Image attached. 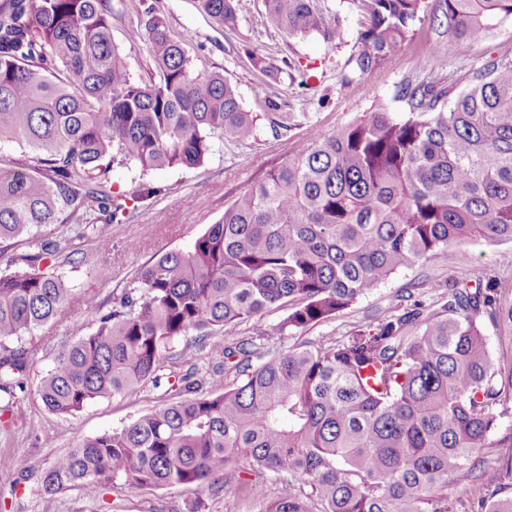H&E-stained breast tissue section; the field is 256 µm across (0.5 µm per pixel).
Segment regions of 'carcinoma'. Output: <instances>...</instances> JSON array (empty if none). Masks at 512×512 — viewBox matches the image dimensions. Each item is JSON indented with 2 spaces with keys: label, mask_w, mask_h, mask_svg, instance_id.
Returning <instances> with one entry per match:
<instances>
[{
  "label": "carcinoma",
  "mask_w": 512,
  "mask_h": 512,
  "mask_svg": "<svg viewBox=\"0 0 512 512\" xmlns=\"http://www.w3.org/2000/svg\"><path fill=\"white\" fill-rule=\"evenodd\" d=\"M217 24H238L237 0H198ZM361 17L348 85L374 80L427 10L439 26L479 40L512 17V0H350ZM154 72L137 82L112 40L111 0H0V141L26 148L0 168V427L11 425L26 351L8 346L56 318L73 296L60 268L67 245L99 237L160 193L120 199L102 186L112 164L196 167L216 140L246 142L257 117L219 72L197 69L183 41L144 8ZM262 22L289 36L342 40L327 0H265ZM387 105L297 144L240 191L188 251L142 266L95 327L64 345L40 398L60 417L145 385L166 401L122 429L82 439L43 472L48 495L95 497L194 486L248 493L267 476L266 512H455L448 485L474 478L482 448L512 411V364L496 362L489 318L512 344V286L488 277L448 281V299L417 298L375 323L275 355L238 339L269 306L288 310L282 333L350 308L397 271L440 258L453 266L472 239L512 244V58L456 78L405 80ZM272 129L297 126L276 112ZM56 239L16 254L41 227ZM224 345L202 373L195 357ZM183 358L169 369L173 348ZM476 512H512V495Z\"/></svg>",
  "instance_id": "cac0c4a2"
}]
</instances>
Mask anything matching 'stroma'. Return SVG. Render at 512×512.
I'll return each mask as SVG.
<instances>
[{
  "mask_svg": "<svg viewBox=\"0 0 512 512\" xmlns=\"http://www.w3.org/2000/svg\"><path fill=\"white\" fill-rule=\"evenodd\" d=\"M146 2L166 18L175 37L185 38L187 54L197 68L222 73L236 86L243 109L258 117L257 135L246 143H215L205 161L194 168L145 173L132 162L113 164L109 174L112 193L129 192L144 180L159 186L161 192L140 203L133 221L112 225L106 236L85 243L63 268L73 289L70 303L50 324L22 338L20 345L31 370L17 394L12 425L0 429V453L27 459L31 471L23 478L0 469V512H187L196 502L201 512H264L274 494L269 483L258 495L228 487L213 496L186 486L154 490L111 486L94 499L77 489L43 494L42 473L59 454L76 440L121 429L161 403L165 393L147 385L63 418L43 406L38 393L42 377L53 366L62 344L92 330L87 301L109 309L113 291L131 287L138 269L152 256L190 249L208 225L223 216L233 197L283 161L297 141L331 132L371 111L380 101L395 115H402L405 105L396 94L408 77H454L481 67L489 58L512 56V20L485 39L469 42L442 33L428 14L416 24L412 38L386 60L375 82L354 86L345 84L344 76L347 60L358 49L355 12L342 14L343 40L329 42L318 34L291 37L261 24L264 0H239V24L232 31L214 24L198 10L195 0ZM145 22L143 11L122 8L120 0H113L112 39L137 80L148 79L154 70ZM256 55L278 66V74L255 69L252 58ZM275 110L295 113L296 128L272 130L268 115ZM104 271L109 281H101ZM484 276L512 281V245L474 241L459 249L455 265L438 258L402 269L336 317L302 331L280 333L278 325L287 312L273 306L244 323L239 333L272 353L317 344L396 310L407 294L430 301L443 296L442 286L448 278ZM478 458L475 480L448 489L457 512H472L479 498L512 484V448H485Z\"/></svg>",
  "mask_w": 512,
  "mask_h": 512,
  "instance_id": "obj_1",
  "label": "stroma"
}]
</instances>
